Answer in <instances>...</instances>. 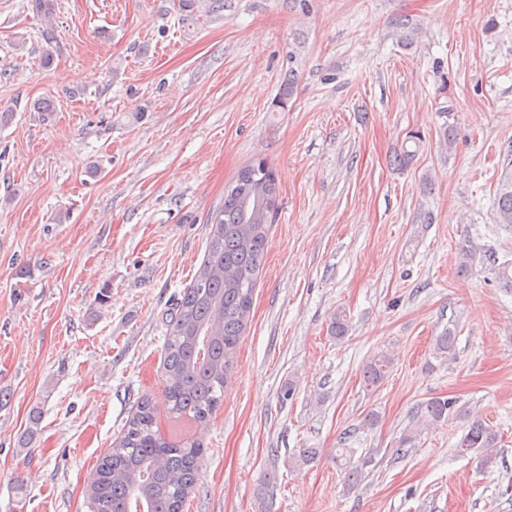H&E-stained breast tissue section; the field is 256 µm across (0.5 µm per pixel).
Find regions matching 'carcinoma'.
<instances>
[{"mask_svg": "<svg viewBox=\"0 0 512 512\" xmlns=\"http://www.w3.org/2000/svg\"><path fill=\"white\" fill-rule=\"evenodd\" d=\"M413 144L410 149L407 144ZM423 143L420 131L407 133L392 156L396 166L408 164ZM280 208L274 169L257 157L237 172L224 189V205L210 220L206 259L186 288L169 333L164 358L166 397L171 411L201 425L224 400L241 337L250 318L253 294L262 271L271 224ZM496 224L512 226V171L502 175L493 208ZM499 287L512 290V264L491 259ZM349 320L336 312L331 333L345 338ZM394 363L388 351L370 356L362 366L365 385L379 387ZM451 398L436 397L421 406L430 422L448 419ZM155 415L144 398L124 435L97 464L87 492L93 512H183L195 484L203 446H181L154 430ZM497 435L475 421L459 443L477 450L484 465L494 463Z\"/></svg>", "mask_w": 512, "mask_h": 512, "instance_id": "1", "label": "carcinoma"}]
</instances>
